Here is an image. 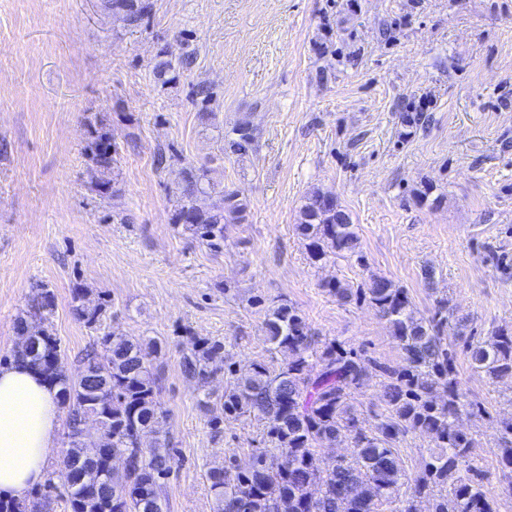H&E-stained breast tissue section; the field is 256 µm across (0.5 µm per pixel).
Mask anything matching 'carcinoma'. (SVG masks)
<instances>
[{
    "instance_id": "carcinoma-1",
    "label": "carcinoma",
    "mask_w": 512,
    "mask_h": 512,
    "mask_svg": "<svg viewBox=\"0 0 512 512\" xmlns=\"http://www.w3.org/2000/svg\"><path fill=\"white\" fill-rule=\"evenodd\" d=\"M152 8V0H112V15L127 28L141 26ZM236 135L228 143L231 153L243 155L253 148L252 129L240 125ZM87 149L92 189L108 197L119 193L121 155L104 120L90 125ZM213 193V204H198L200 196ZM246 209L239 191L216 190L211 170L193 167L184 171L175 193L173 223L219 249L229 225L241 223ZM297 228L315 263L332 255L362 260L350 216L331 193L310 191ZM327 288L345 303L369 300L392 327L404 365L373 363L335 340L323 342L295 306L254 300L265 309L266 342L288 353V360L277 368L265 363L246 371L227 368L230 381L219 402L220 414L210 424L253 415L266 424L268 446L254 449L247 469L231 463L210 471L215 512H382L384 504L391 505L390 512H420L417 505L423 499L428 512H498L474 460L475 440L457 423L465 412H482V403L462 391L457 350L442 336L448 327V300L437 301L426 319L416 315L406 289L384 277H373L355 291L339 281ZM53 311V292L39 286L18 324L19 334L36 347H19L13 356L30 362L58 387L71 435L91 413L101 422L104 441L69 447L56 471L69 512H164L160 491L172 474L171 449L159 437L145 441L164 417L157 376L148 360L149 353L158 352L157 342L107 332L94 341L81 371L70 376L53 334ZM74 312L92 328L100 323L103 305L80 304ZM464 348L471 367L486 377L512 374V330L498 328L478 341L466 336ZM223 356V344L195 336L181 368L204 382L210 364ZM370 363L387 382L385 409L375 414L377 423L368 430L351 400L365 384ZM501 428L499 465L512 471V419ZM411 432L428 436L437 452L414 479L411 497L402 500L396 496L403 477L396 443ZM346 440L354 448L352 459L319 457L320 444ZM115 459L122 466H115Z\"/></svg>"
}]
</instances>
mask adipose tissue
<instances>
[{
    "label": "adipose tissue",
    "instance_id": "1",
    "mask_svg": "<svg viewBox=\"0 0 512 512\" xmlns=\"http://www.w3.org/2000/svg\"><path fill=\"white\" fill-rule=\"evenodd\" d=\"M57 398L25 362L0 364V497H24L44 481L60 429Z\"/></svg>",
    "mask_w": 512,
    "mask_h": 512
}]
</instances>
